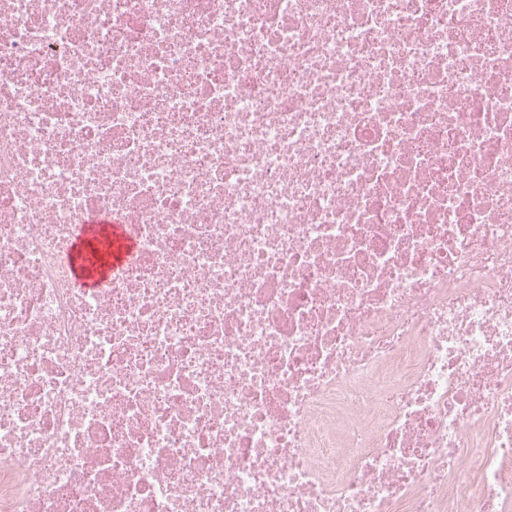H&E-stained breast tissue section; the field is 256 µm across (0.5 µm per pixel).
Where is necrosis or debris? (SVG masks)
Returning a JSON list of instances; mask_svg holds the SVG:
<instances>
[{
    "label": "necrosis or debris",
    "instance_id": "necrosis-or-debris-1",
    "mask_svg": "<svg viewBox=\"0 0 512 512\" xmlns=\"http://www.w3.org/2000/svg\"><path fill=\"white\" fill-rule=\"evenodd\" d=\"M0 512H512V0H0ZM106 240L112 241V253L101 261L91 262L93 246L102 249L100 243ZM135 250V241L117 217L94 215L77 227L63 259L71 270L74 287L81 292L95 293L121 272Z\"/></svg>",
    "mask_w": 512,
    "mask_h": 512
}]
</instances>
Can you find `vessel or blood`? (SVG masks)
I'll list each match as a JSON object with an SVG mask.
<instances>
[{
    "mask_svg": "<svg viewBox=\"0 0 512 512\" xmlns=\"http://www.w3.org/2000/svg\"><path fill=\"white\" fill-rule=\"evenodd\" d=\"M135 250V241L118 218L94 215L77 227L64 261L71 270L74 287L95 293L121 272Z\"/></svg>",
    "mask_w": 512,
    "mask_h": 512,
    "instance_id": "vessel-or-blood-1",
    "label": "vessel or blood"
}]
</instances>
